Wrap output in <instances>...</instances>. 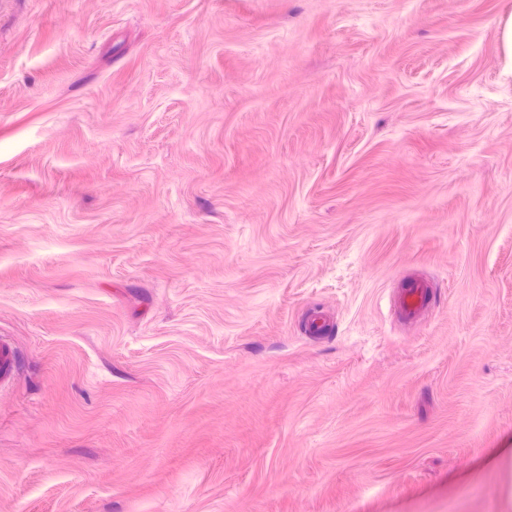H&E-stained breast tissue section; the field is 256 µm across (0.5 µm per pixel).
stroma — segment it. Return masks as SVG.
I'll return each mask as SVG.
<instances>
[{
	"label": "stroma",
	"instance_id": "stroma-1",
	"mask_svg": "<svg viewBox=\"0 0 512 512\" xmlns=\"http://www.w3.org/2000/svg\"><path fill=\"white\" fill-rule=\"evenodd\" d=\"M511 14L0 0V512H512ZM432 300V286L424 277H413L404 281L394 300V311L398 322L413 324L426 313ZM19 365L17 352L8 338L0 337V387L11 383Z\"/></svg>",
	"mask_w": 512,
	"mask_h": 512
}]
</instances>
